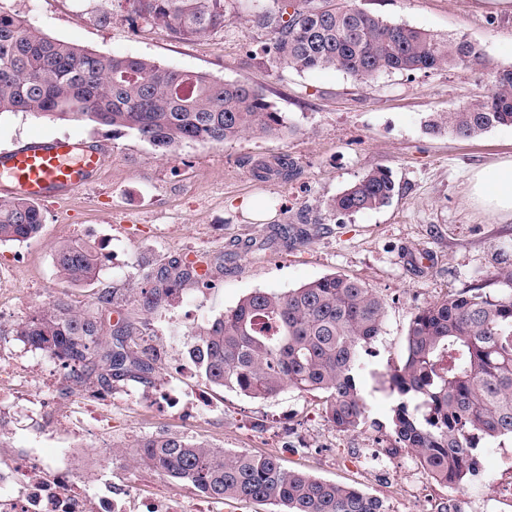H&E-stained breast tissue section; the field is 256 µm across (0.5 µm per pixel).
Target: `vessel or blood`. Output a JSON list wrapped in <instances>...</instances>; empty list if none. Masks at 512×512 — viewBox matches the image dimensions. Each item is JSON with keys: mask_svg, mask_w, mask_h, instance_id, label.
Listing matches in <instances>:
<instances>
[{"mask_svg": "<svg viewBox=\"0 0 512 512\" xmlns=\"http://www.w3.org/2000/svg\"><path fill=\"white\" fill-rule=\"evenodd\" d=\"M104 164V149L82 139L36 138L0 151V191L33 201L65 200L96 181Z\"/></svg>", "mask_w": 512, "mask_h": 512, "instance_id": "b4317fda", "label": "vessel or blood"}]
</instances>
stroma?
<instances>
[{
    "label": "stroma",
    "mask_w": 512,
    "mask_h": 512,
    "mask_svg": "<svg viewBox=\"0 0 512 512\" xmlns=\"http://www.w3.org/2000/svg\"><path fill=\"white\" fill-rule=\"evenodd\" d=\"M384 19L442 37L467 36L488 69L383 74L362 82L338 70L270 68L260 56L269 30L240 0H226V21L201 39L133 29L124 9L100 19V0H0L48 37L107 55L134 56L217 79L261 87L292 126L285 137L246 134L217 146L186 144L168 156L135 133L87 121L0 114V149L31 138L70 135L104 148L99 180L67 202L40 201L43 227L20 244H0V471L5 493L23 492L34 475L63 492L115 501L120 512H147L165 499L181 512H272L266 504L217 502L192 486L136 462L143 437L177 433L231 451L273 454L284 469L353 485L387 512L414 503L401 468L413 455L393 445L392 400L379 375L400 362L418 308L476 286L492 290L512 270V220L473 197L476 171L512 160V126L472 138L433 135L425 124L485 95L493 72L512 67V0H354ZM286 157L289 178L260 180L262 161ZM390 170L396 193L378 210L336 218L327 203L369 170ZM303 235L276 238L277 229ZM95 247L94 281L73 285L54 263L64 241ZM203 262L207 286L188 284L154 312L141 291L161 264ZM366 283L386 316L373 344L374 374L362 377L364 425L342 433L328 422L320 395L284 389L260 399L216 387L190 357L197 330L261 290L285 293L330 274ZM113 291V316L148 325L139 349L156 356L151 374L98 389L15 334L54 300L93 308ZM390 449L389 480L362 471L355 457Z\"/></svg>",
    "instance_id": "1"
}]
</instances>
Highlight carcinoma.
I'll list each match as a JSON object with an SVG mask.
<instances>
[{
  "label": "carcinoma",
  "mask_w": 512,
  "mask_h": 512,
  "mask_svg": "<svg viewBox=\"0 0 512 512\" xmlns=\"http://www.w3.org/2000/svg\"><path fill=\"white\" fill-rule=\"evenodd\" d=\"M134 23L178 39L200 38L224 26V0H119ZM253 22L272 31L262 49L274 69H337L368 81L383 73L467 67L482 71L481 50L466 36L442 38L396 24L348 0H266ZM23 112L59 121L88 120L127 129L167 154L185 143L222 145L251 132L290 130L261 88L133 57L89 51L40 33L16 13L0 9V114ZM512 124V67L497 73L491 91L427 124L429 133L470 138ZM280 158L254 168L255 177L286 176ZM395 185L376 167L328 203L350 216L386 206ZM43 224L38 204L0 199V242H23ZM59 274L73 285L98 275L94 250L68 241L55 252ZM204 274L172 260L156 285L142 292L151 311ZM495 292L473 288L449 294L412 317L400 363L380 374L393 398L391 429L398 447L414 454L439 483L474 486L483 478L479 445L512 440V272L498 275ZM112 290L97 293L93 310L55 300L15 334L66 364L80 366L102 386L148 374L155 359L140 357L127 338L140 326L102 320ZM385 304L364 283L331 274L286 293L255 291L201 328L191 355L212 384L253 398L285 388L323 395L336 430L364 424L367 399L358 385L363 351L379 336ZM136 462L191 485L212 500L240 499L276 512H386L383 502L357 488L287 471L274 454L231 452L180 434L148 436Z\"/></svg>",
  "instance_id": "carcinoma-1"
}]
</instances>
